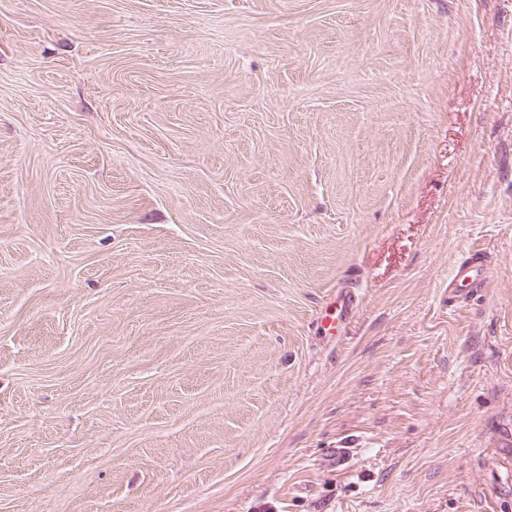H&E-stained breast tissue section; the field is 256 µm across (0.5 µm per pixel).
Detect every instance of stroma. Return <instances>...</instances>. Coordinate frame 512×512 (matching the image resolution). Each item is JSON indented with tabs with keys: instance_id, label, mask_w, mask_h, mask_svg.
<instances>
[{
	"instance_id": "35a3bbf8",
	"label": "stroma",
	"mask_w": 512,
	"mask_h": 512,
	"mask_svg": "<svg viewBox=\"0 0 512 512\" xmlns=\"http://www.w3.org/2000/svg\"><path fill=\"white\" fill-rule=\"evenodd\" d=\"M0 512H512V0H0ZM487 262L480 252H470L454 266L448 279V287L443 290L444 300L453 307L461 296H470L486 286ZM352 284L336 289L320 309L315 334L327 341L336 340L348 323L358 303V294Z\"/></svg>"
}]
</instances>
